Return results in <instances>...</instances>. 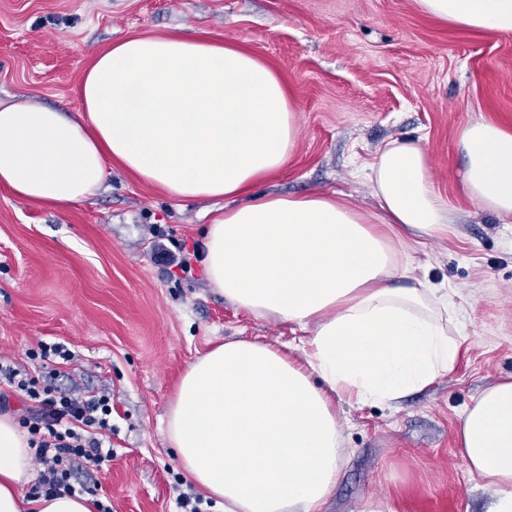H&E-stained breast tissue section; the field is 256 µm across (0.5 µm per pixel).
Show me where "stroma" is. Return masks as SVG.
Listing matches in <instances>:
<instances>
[{"label":"stroma","instance_id":"stroma-1","mask_svg":"<svg viewBox=\"0 0 512 512\" xmlns=\"http://www.w3.org/2000/svg\"><path fill=\"white\" fill-rule=\"evenodd\" d=\"M181 27L245 46L287 83L298 144L260 192L341 191L371 213L362 167L390 140L428 149L456 222L407 246L414 275L448 290L459 355L448 375L393 403L337 400L345 455L326 512H361L372 497L398 512H484L493 489L467 472L456 434L480 393L512 375V223L462 193L460 133L479 118L512 129V35L442 22L416 0H0V101L78 109L97 53ZM209 206L118 169L64 211L0 189V358L59 342L71 353L59 386L111 394L112 460L92 487L111 512H184L182 497L197 496L166 413L198 355L246 338L296 356L306 337L209 288L198 254Z\"/></svg>","mask_w":512,"mask_h":512}]
</instances>
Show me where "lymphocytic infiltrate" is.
Returning <instances> with one entry per match:
<instances>
[{
    "label": "lymphocytic infiltrate",
    "mask_w": 512,
    "mask_h": 512,
    "mask_svg": "<svg viewBox=\"0 0 512 512\" xmlns=\"http://www.w3.org/2000/svg\"><path fill=\"white\" fill-rule=\"evenodd\" d=\"M53 372L32 376L12 363L0 362V410L7 409L11 394L26 400L19 419L43 470L31 496L75 493L72 465L82 461L93 469L112 459L108 441L112 434V401L108 395L86 399L72 397L53 384Z\"/></svg>",
    "instance_id": "lymphocytic-infiltrate-1"
}]
</instances>
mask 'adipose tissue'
<instances>
[{"label": "adipose tissue", "mask_w": 512, "mask_h": 512, "mask_svg": "<svg viewBox=\"0 0 512 512\" xmlns=\"http://www.w3.org/2000/svg\"><path fill=\"white\" fill-rule=\"evenodd\" d=\"M436 19L512 35V0H417ZM80 111L0 103V188L67 209L118 168L168 195L213 201L201 264L211 288L260 319L307 331L299 357L248 339L216 345L174 387L167 438L186 477L220 512H324L340 475L335 398L387 404L450 372L447 293L409 277L393 237L447 233L420 142L392 140L367 172L377 212L340 192L261 194L299 136L281 77L240 47L180 30L111 45L85 72ZM464 194L512 222V131L461 132ZM403 286H396V279ZM459 453L512 512V379L467 408ZM33 451L0 415V512H96L86 494L27 497Z\"/></svg>", "instance_id": "adipose-tissue-1"}]
</instances>
